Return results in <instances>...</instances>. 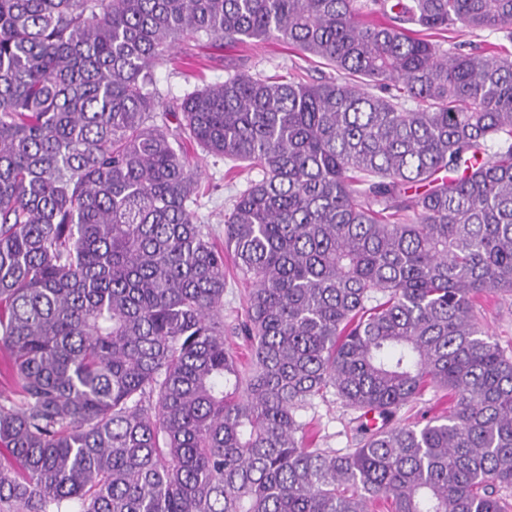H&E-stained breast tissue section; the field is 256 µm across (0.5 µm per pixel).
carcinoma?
Returning a JSON list of instances; mask_svg holds the SVG:
<instances>
[{"mask_svg": "<svg viewBox=\"0 0 512 512\" xmlns=\"http://www.w3.org/2000/svg\"><path fill=\"white\" fill-rule=\"evenodd\" d=\"M458 24L512 41V0H0V512H509L512 53ZM270 37L337 76L155 112L172 49ZM187 143L256 173L222 248ZM448 41H443L441 38L442 49L448 50L451 45L459 47L462 51H469L471 48L475 46H483L485 44L495 43V44H503L509 51L512 52V43L506 41L503 38V33L493 31V30H483V31H471L467 29H457L454 31H449L445 33ZM483 324L507 354L512 355V297H491ZM302 414L307 421L312 419L318 431L317 448L336 452L353 448L351 419L356 413L345 405L333 389L324 397H316L311 407ZM448 399L434 396L433 392L429 391L416 403L405 407L401 415L410 417L411 421H421L424 424L430 418L441 415L446 408L448 410Z\"/></svg>", "mask_w": 512, "mask_h": 512, "instance_id": "obj_1", "label": "carcinoma"}]
</instances>
